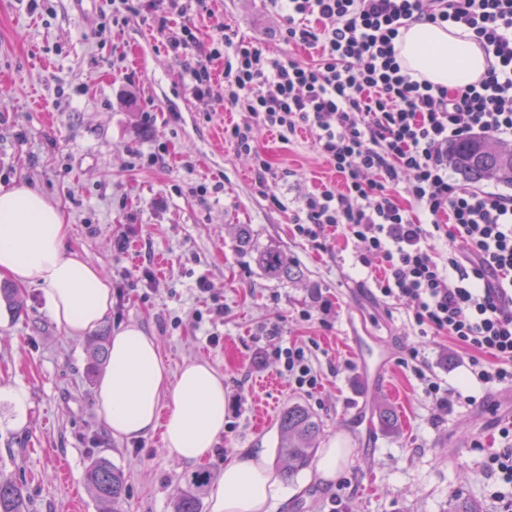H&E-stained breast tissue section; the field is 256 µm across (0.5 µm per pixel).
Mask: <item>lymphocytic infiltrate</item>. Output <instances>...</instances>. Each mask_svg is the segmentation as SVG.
<instances>
[{
  "instance_id": "obj_1",
  "label": "lymphocytic infiltrate",
  "mask_w": 512,
  "mask_h": 512,
  "mask_svg": "<svg viewBox=\"0 0 512 512\" xmlns=\"http://www.w3.org/2000/svg\"><path fill=\"white\" fill-rule=\"evenodd\" d=\"M123 3L127 16L153 13L196 98L223 64L225 101L245 114L224 138L251 155L256 182L272 174L259 131L285 143L310 135L341 185L306 195L291 213L300 237L342 228L360 265L382 266L377 291L405 304L419 336H448L480 383L512 386V194L461 183L448 159L472 136L512 143V0H266L286 14L283 41L312 48L303 62L221 24L200 40L181 0ZM416 23L471 32L487 61L481 79L451 92L402 68L396 41ZM275 356L297 388L317 387L311 353L289 346ZM499 435L503 447L483 461L494 479L487 496L512 512L511 420Z\"/></svg>"
}]
</instances>
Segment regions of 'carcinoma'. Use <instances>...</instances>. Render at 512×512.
Listing matches in <instances>:
<instances>
[{
  "mask_svg": "<svg viewBox=\"0 0 512 512\" xmlns=\"http://www.w3.org/2000/svg\"><path fill=\"white\" fill-rule=\"evenodd\" d=\"M454 169L466 180H495L512 185V144L492 143L483 136L463 139L449 153ZM237 246L250 249L263 275L271 280H291L300 270L279 247L255 249L247 224L238 225ZM281 438L278 459L284 462V473L293 477L307 468L318 449L321 424L306 406L294 403L280 417ZM85 480L92 489L97 512H124L125 475L106 457H97L86 469ZM211 482L205 470L183 477L176 488L174 512H201L202 499ZM0 512H29L22 482L0 473Z\"/></svg>",
  "mask_w": 512,
  "mask_h": 512,
  "instance_id": "carcinoma-1",
  "label": "carcinoma"
}]
</instances>
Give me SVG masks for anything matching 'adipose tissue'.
Instances as JSON below:
<instances>
[{
  "instance_id": "ef3b65f1",
  "label": "adipose tissue",
  "mask_w": 512,
  "mask_h": 512,
  "mask_svg": "<svg viewBox=\"0 0 512 512\" xmlns=\"http://www.w3.org/2000/svg\"><path fill=\"white\" fill-rule=\"evenodd\" d=\"M402 67L448 89L478 81L487 62L478 44L456 27L419 23L397 42ZM68 226L59 207L27 185L0 189V275L44 287L49 316L74 338L95 330L112 308L104 271L66 252ZM95 399L114 438L136 440L162 429L177 460L199 462L224 430V376L201 361L167 365L155 337L139 325L115 330ZM280 478L262 453L242 449L224 465L210 512H269Z\"/></svg>"
}]
</instances>
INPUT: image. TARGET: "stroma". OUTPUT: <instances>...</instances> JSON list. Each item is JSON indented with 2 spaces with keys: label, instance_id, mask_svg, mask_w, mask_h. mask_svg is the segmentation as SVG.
Segmentation results:
<instances>
[{
  "label": "stroma",
  "instance_id": "1",
  "mask_svg": "<svg viewBox=\"0 0 512 512\" xmlns=\"http://www.w3.org/2000/svg\"><path fill=\"white\" fill-rule=\"evenodd\" d=\"M207 6L245 39L309 59L280 41L284 18L263 0ZM238 118L224 107L223 74L207 98L194 97L181 56L151 23L126 18L121 0H0V185L24 183L58 204L66 251L111 276L112 313L97 335L134 323L158 339L171 369L198 360L223 374L224 431L200 466L220 478L244 448L276 465L280 415L300 403L322 423L320 448H342L347 462L329 484L312 467L283 480L270 512H452L460 495L495 512L483 451L498 446L512 400L479 385L448 337L417 336L405 305L376 290L339 231L315 242L296 234L275 200L298 208L339 178L305 137L285 144L262 133L276 174L257 183L251 157L224 139ZM285 168L290 177L278 178ZM240 224L258 245L287 251L302 278H265L236 245ZM20 296L17 314L0 302V472L24 484L32 512H96L85 471L104 456L125 474V512H173L180 477L200 466L174 459L157 432L113 438L95 402L105 364L88 337L50 318L41 285L21 286ZM217 302L223 320H205ZM292 343L312 351V394L267 356ZM360 348L391 359L381 402L394 429L360 408ZM414 351L464 401L438 413L404 366ZM458 438L479 445L450 454Z\"/></svg>",
  "mask_w": 512,
  "mask_h": 512
}]
</instances>
